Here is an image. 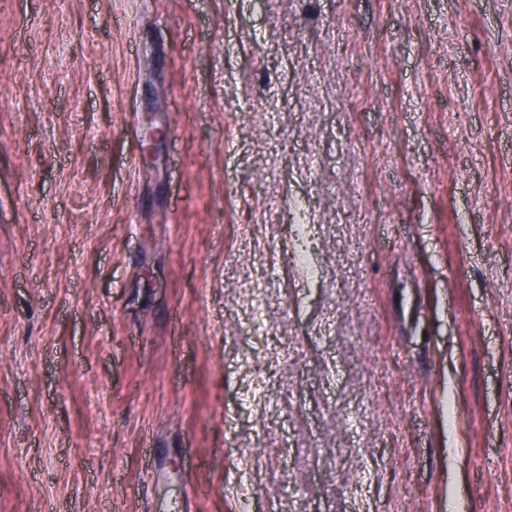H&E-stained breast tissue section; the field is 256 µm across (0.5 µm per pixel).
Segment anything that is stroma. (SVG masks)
<instances>
[{"label":"stroma","instance_id":"35a3bbf8","mask_svg":"<svg viewBox=\"0 0 512 512\" xmlns=\"http://www.w3.org/2000/svg\"><path fill=\"white\" fill-rule=\"evenodd\" d=\"M472 501L512 512V0H0V512ZM293 216L295 218L294 223L299 230L297 233L296 258L301 264L311 267L313 265V259L311 258L307 245L305 244V224H303L307 221L306 215L301 208L297 207Z\"/></svg>","mask_w":512,"mask_h":512}]
</instances>
